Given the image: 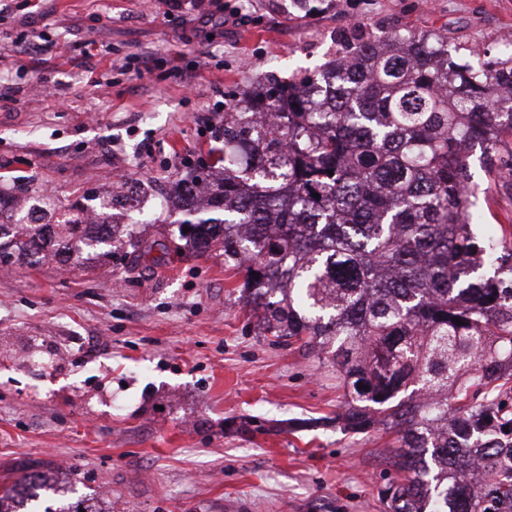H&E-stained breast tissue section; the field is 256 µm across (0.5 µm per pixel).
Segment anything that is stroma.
<instances>
[{"instance_id": "stroma-1", "label": "stroma", "mask_w": 512, "mask_h": 512, "mask_svg": "<svg viewBox=\"0 0 512 512\" xmlns=\"http://www.w3.org/2000/svg\"><path fill=\"white\" fill-rule=\"evenodd\" d=\"M0 1V177L65 202L137 183L134 235L170 247L0 269V477L40 472L50 504L89 512H387L393 436L329 425L335 370L256 334L222 255L173 250L170 189L245 92L316 70L353 26L497 50L512 0ZM469 163L485 223L512 224V181Z\"/></svg>"}]
</instances>
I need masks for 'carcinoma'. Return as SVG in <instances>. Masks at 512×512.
Returning <instances> with one entry per match:
<instances>
[{
	"mask_svg": "<svg viewBox=\"0 0 512 512\" xmlns=\"http://www.w3.org/2000/svg\"><path fill=\"white\" fill-rule=\"evenodd\" d=\"M336 58L226 112L210 165L173 189L180 240L218 246L264 336L336 367V422L396 435L388 512H512V230L472 208L470 153L489 175L512 137V48L442 33L355 31ZM206 184L194 201L186 185ZM57 216L30 224L12 203ZM319 197H313V194ZM97 196L59 205L15 178L0 190V256L37 265L112 254ZM463 324H456V320ZM37 474L0 483V512Z\"/></svg>",
	"mask_w": 512,
	"mask_h": 512,
	"instance_id": "cac0c4a2",
	"label": "carcinoma"
}]
</instances>
